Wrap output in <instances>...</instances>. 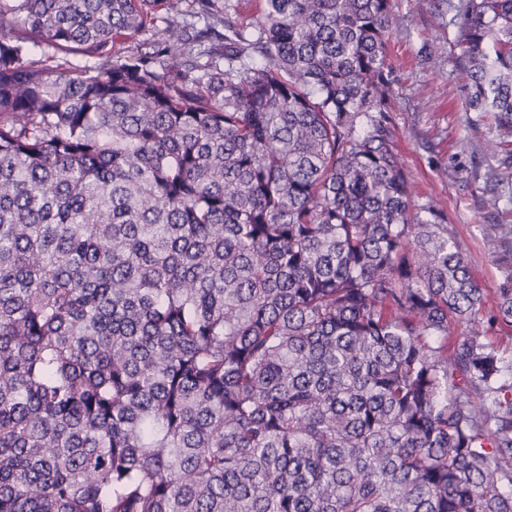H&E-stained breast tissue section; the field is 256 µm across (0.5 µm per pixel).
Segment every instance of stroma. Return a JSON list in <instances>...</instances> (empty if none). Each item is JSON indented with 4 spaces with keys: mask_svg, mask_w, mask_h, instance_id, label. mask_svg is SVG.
<instances>
[{
    "mask_svg": "<svg viewBox=\"0 0 512 512\" xmlns=\"http://www.w3.org/2000/svg\"><path fill=\"white\" fill-rule=\"evenodd\" d=\"M457 0H392L390 47L395 64L388 125L412 183L416 203L435 200L466 248L486 293L512 259V184L488 176L512 158V144L487 155L489 121L465 111L466 89L457 64Z\"/></svg>",
    "mask_w": 512,
    "mask_h": 512,
    "instance_id": "35a3bbf8",
    "label": "stroma"
}]
</instances>
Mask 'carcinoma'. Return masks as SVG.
I'll list each match as a JSON object with an SVG mask.
<instances>
[{"instance_id":"1","label":"carcinoma","mask_w":512,"mask_h":512,"mask_svg":"<svg viewBox=\"0 0 512 512\" xmlns=\"http://www.w3.org/2000/svg\"><path fill=\"white\" fill-rule=\"evenodd\" d=\"M457 12L495 151L512 0ZM391 22L0 0V512H512V270L415 202Z\"/></svg>"}]
</instances>
